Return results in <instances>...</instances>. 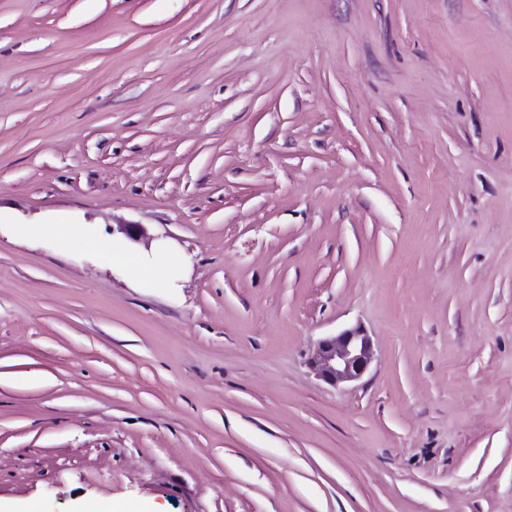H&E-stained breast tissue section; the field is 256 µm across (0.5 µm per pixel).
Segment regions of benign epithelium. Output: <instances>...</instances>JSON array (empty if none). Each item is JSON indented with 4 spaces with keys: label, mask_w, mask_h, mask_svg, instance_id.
<instances>
[{
    "label": "benign epithelium",
    "mask_w": 512,
    "mask_h": 512,
    "mask_svg": "<svg viewBox=\"0 0 512 512\" xmlns=\"http://www.w3.org/2000/svg\"><path fill=\"white\" fill-rule=\"evenodd\" d=\"M373 358L372 340L355 327L321 340L309 359V367L318 377L336 386L362 377Z\"/></svg>",
    "instance_id": "1"
}]
</instances>
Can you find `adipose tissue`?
I'll use <instances>...</instances> for the list:
<instances>
[{
	"mask_svg": "<svg viewBox=\"0 0 512 512\" xmlns=\"http://www.w3.org/2000/svg\"><path fill=\"white\" fill-rule=\"evenodd\" d=\"M60 240L66 247L94 252L104 264L113 269L159 285L170 283L180 268V260L174 255L160 253L146 259L122 242H109L74 229L61 233Z\"/></svg>",
	"mask_w": 512,
	"mask_h": 512,
	"instance_id": "obj_1",
	"label": "adipose tissue"
}]
</instances>
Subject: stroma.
<instances>
[{
	"label": "stroma",
	"mask_w": 512,
	"mask_h": 512,
	"mask_svg": "<svg viewBox=\"0 0 512 512\" xmlns=\"http://www.w3.org/2000/svg\"><path fill=\"white\" fill-rule=\"evenodd\" d=\"M115 504L512 512V0H0V512ZM59 225L68 224H18L17 231L23 237H40L52 231L64 246L92 251L104 264L112 266V270L125 271L159 285L170 283L179 271L180 259L172 254L159 253L151 259H144L122 242L112 240L111 243L71 228L62 233ZM373 358L372 340L355 327L321 340L308 364L318 377L337 386L362 377Z\"/></svg>",
	"instance_id": "obj_1"
}]
</instances>
